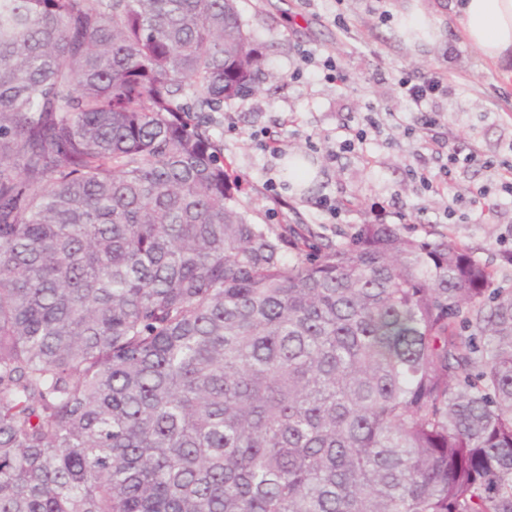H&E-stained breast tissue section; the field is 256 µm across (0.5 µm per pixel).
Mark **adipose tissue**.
Here are the masks:
<instances>
[{"label":"adipose tissue","mask_w":512,"mask_h":512,"mask_svg":"<svg viewBox=\"0 0 512 512\" xmlns=\"http://www.w3.org/2000/svg\"><path fill=\"white\" fill-rule=\"evenodd\" d=\"M464 39L486 58L512 60V0H452Z\"/></svg>","instance_id":"1"}]
</instances>
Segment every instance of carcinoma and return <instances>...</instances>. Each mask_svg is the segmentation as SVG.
<instances>
[{
	"label": "carcinoma",
	"instance_id": "1",
	"mask_svg": "<svg viewBox=\"0 0 512 512\" xmlns=\"http://www.w3.org/2000/svg\"><path fill=\"white\" fill-rule=\"evenodd\" d=\"M237 0H0V512H512V288L253 224Z\"/></svg>",
	"mask_w": 512,
	"mask_h": 512
}]
</instances>
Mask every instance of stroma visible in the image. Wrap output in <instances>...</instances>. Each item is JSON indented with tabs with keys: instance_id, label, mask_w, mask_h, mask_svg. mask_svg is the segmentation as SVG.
<instances>
[{
	"instance_id": "1",
	"label": "stroma",
	"mask_w": 512,
	"mask_h": 512,
	"mask_svg": "<svg viewBox=\"0 0 512 512\" xmlns=\"http://www.w3.org/2000/svg\"><path fill=\"white\" fill-rule=\"evenodd\" d=\"M428 0H238L247 28L261 44L274 77L254 95L225 103L209 115V130L224 146V161L241 184L240 198L257 224H312L328 238L353 232L361 224H390L406 216L404 232L432 239L444 234L468 245L476 258L490 263L501 280L512 279V266L500 251L512 246V200L502 201L484 224H445L443 210L453 197L489 181L480 166L462 169L450 193L428 194L411 180V168H435L437 159L420 146L419 136L404 137L409 122L400 98L402 71H447L452 91L432 107L444 113L455 136L495 158L512 148V70L485 60L461 35L450 10H443L422 37L408 40L401 19ZM347 27H339L337 16ZM332 55L350 74L340 88L317 73L293 80L303 50ZM378 110L379 132L354 151L329 157L333 136L344 127L362 126L369 107ZM277 132L281 157L266 153L252 132ZM305 152L316 160V181L303 191L282 184L278 198L263 186L268 171H280L284 155ZM324 195L357 198L339 223H320L315 201Z\"/></svg>"
}]
</instances>
